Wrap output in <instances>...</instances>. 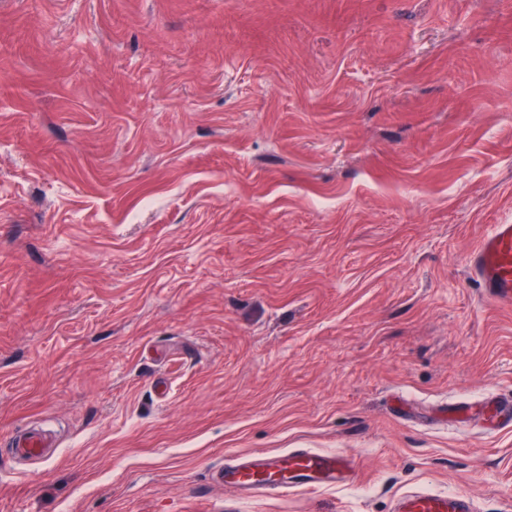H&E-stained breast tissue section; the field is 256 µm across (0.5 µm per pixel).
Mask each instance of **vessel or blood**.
<instances>
[{"label": "vessel or blood", "instance_id": "1", "mask_svg": "<svg viewBox=\"0 0 512 512\" xmlns=\"http://www.w3.org/2000/svg\"><path fill=\"white\" fill-rule=\"evenodd\" d=\"M472 276L488 301L512 307V224H496L483 237L470 260ZM47 446L37 431L18 438V454L40 458ZM356 476L352 456L312 448H294L282 453L254 452L226 458L211 475L213 483L249 496H280L295 490H316L348 484ZM396 512H474L469 496L414 493L401 499Z\"/></svg>", "mask_w": 512, "mask_h": 512}]
</instances>
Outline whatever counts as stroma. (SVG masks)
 I'll return each mask as SVG.
<instances>
[{
    "label": "stroma",
    "instance_id": "1",
    "mask_svg": "<svg viewBox=\"0 0 512 512\" xmlns=\"http://www.w3.org/2000/svg\"><path fill=\"white\" fill-rule=\"evenodd\" d=\"M511 223L512 0H0V512H512ZM472 276L488 301L512 307V224H495L470 260ZM13 446L22 456L40 458L44 456L43 449L47 447V440L41 432L33 431L18 438ZM356 467L350 455L294 448L282 453L254 452L231 456L211 481L246 496H280L295 490L346 485ZM469 496L453 494L414 493L401 499L396 512H474Z\"/></svg>",
    "mask_w": 512,
    "mask_h": 512
}]
</instances>
